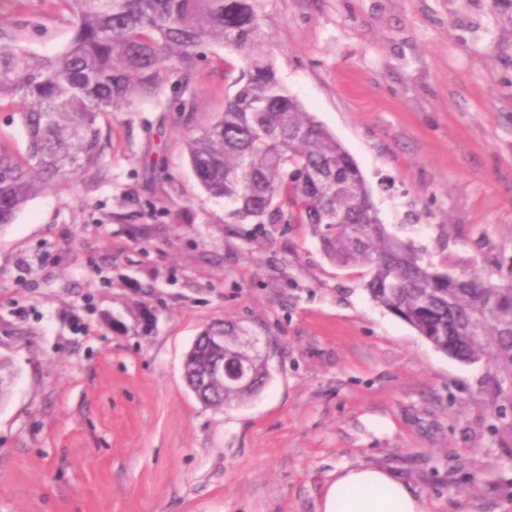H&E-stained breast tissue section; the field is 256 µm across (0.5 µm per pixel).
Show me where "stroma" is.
<instances>
[{
  "instance_id": "1",
  "label": "stroma",
  "mask_w": 512,
  "mask_h": 512,
  "mask_svg": "<svg viewBox=\"0 0 512 512\" xmlns=\"http://www.w3.org/2000/svg\"><path fill=\"white\" fill-rule=\"evenodd\" d=\"M277 77L344 146L387 229L435 267L512 277V0H262ZM50 56L62 0H0ZM199 48L207 124L228 66ZM177 77L111 112L100 178L44 191L0 229V512H319L344 466L396 473L426 512H512V402L371 301L305 224L246 234L199 184ZM227 320L271 353L250 402L183 378Z\"/></svg>"
}]
</instances>
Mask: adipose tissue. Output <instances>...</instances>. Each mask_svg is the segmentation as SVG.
<instances>
[{
	"mask_svg": "<svg viewBox=\"0 0 512 512\" xmlns=\"http://www.w3.org/2000/svg\"><path fill=\"white\" fill-rule=\"evenodd\" d=\"M320 512H425L423 500L390 471L343 468L324 490Z\"/></svg>",
	"mask_w": 512,
	"mask_h": 512,
	"instance_id": "adipose-tissue-1",
	"label": "adipose tissue"
}]
</instances>
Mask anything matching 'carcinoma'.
Returning a JSON list of instances; mask_svg holds the SVG:
<instances>
[{
	"label": "carcinoma",
	"instance_id": "obj_1",
	"mask_svg": "<svg viewBox=\"0 0 512 512\" xmlns=\"http://www.w3.org/2000/svg\"><path fill=\"white\" fill-rule=\"evenodd\" d=\"M75 34L61 52L24 50L0 28V102L26 135L18 156L0 143V228L37 194L99 176L103 123L111 109L155 94L162 77L187 79L196 50L217 43L243 59L224 111L189 128L184 147L203 188L231 207L235 224H308L332 263L365 270L370 299L462 361L486 355L512 380V283L478 271L435 269L381 224L371 189L343 146L277 78L260 0H66ZM202 336H224V351L252 362L253 384L224 390L206 376L217 350L186 356L188 388L222 410L256 396L270 356L214 321ZM14 373L0 359V402Z\"/></svg>",
	"mask_w": 512,
	"mask_h": 512
}]
</instances>
